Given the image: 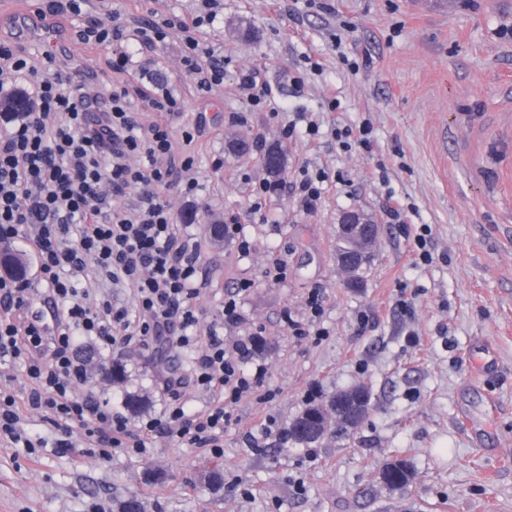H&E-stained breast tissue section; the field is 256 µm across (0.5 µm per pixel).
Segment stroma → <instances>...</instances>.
<instances>
[{
    "label": "stroma",
    "mask_w": 512,
    "mask_h": 512,
    "mask_svg": "<svg viewBox=\"0 0 512 512\" xmlns=\"http://www.w3.org/2000/svg\"><path fill=\"white\" fill-rule=\"evenodd\" d=\"M30 2L32 34L0 22V42L31 57L55 50L93 75L98 92L126 88L142 125L159 118L141 97L159 84L180 96L174 134L205 115L202 134L175 145L197 159L199 195L192 204L174 188L166 197L199 241L210 282L195 302L199 333L251 281L243 319L225 324L224 336L258 333L254 360L265 375L230 406L218 455L159 435L147 454L105 461L90 448H53L56 432L33 422L49 446L35 459L0 447V512H118L131 494L144 512H512V0H224L202 33L224 46V85L208 96L181 73L178 33L147 70L117 69L111 48L74 37L94 10ZM250 71L270 89L267 103L240 98ZM366 123L368 144L346 148L333 136ZM236 138L252 151L230 152ZM270 144L282 148L285 170L256 212L252 190L267 178L260 156ZM305 166L328 175L312 212L292 190ZM351 210L380 229L359 289L336 262V225ZM232 218L249 254L210 233ZM425 227L427 263L414 244ZM280 258L288 277L273 284L265 272ZM315 289L327 331L319 340L294 333L309 325ZM81 351L115 409L137 394L141 415L160 412L137 353ZM357 385L371 394L357 432L310 447L288 438L308 404ZM267 419L272 431L258 433ZM396 459L413 479L393 489L381 471ZM212 472L223 486L209 484Z\"/></svg>",
    "instance_id": "obj_1"
}]
</instances>
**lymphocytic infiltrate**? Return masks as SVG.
I'll list each match as a JSON object with an SVG mask.
<instances>
[{"label": "lymphocytic infiltrate", "mask_w": 512, "mask_h": 512, "mask_svg": "<svg viewBox=\"0 0 512 512\" xmlns=\"http://www.w3.org/2000/svg\"><path fill=\"white\" fill-rule=\"evenodd\" d=\"M223 10L224 0H199L191 18L173 14L143 27L116 9L111 24L86 22L77 37L102 45L131 29L140 46L152 48L179 32L182 65L197 91L209 93L224 83V49L199 32ZM22 85L30 94L26 111L0 113V245L22 243L36 264L38 285L0 276V366L22 364L28 381L21 396L0 390V443L38 455L47 442L27 428L35 413L61 432L57 447H69L78 428L105 460L119 449L145 452L156 434L220 452L231 418L227 403L254 391L264 371L244 368L254 339L225 347L214 324L205 345L196 341L193 301L208 282L197 275V242L182 233L161 193L171 185L187 196L196 193L194 155L176 154L165 121L141 126L126 91L82 103L80 85L52 51H43L34 65L0 43V96H13ZM130 190L133 206L114 208L113 198ZM118 288L133 290L131 305L113 301ZM37 296L52 305V333L29 315ZM85 340L100 350L137 349L153 365L177 351L187 356V369L157 375L168 404L134 431L106 400L79 393L91 377L78 354ZM189 384L212 394L207 412L186 414L180 391Z\"/></svg>", "instance_id": "f902f5d3"}]
</instances>
